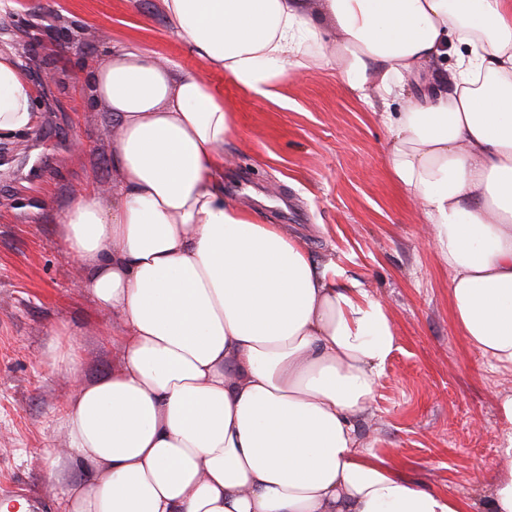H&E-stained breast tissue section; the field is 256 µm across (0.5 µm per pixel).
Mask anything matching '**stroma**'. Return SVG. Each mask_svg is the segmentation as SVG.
<instances>
[{
	"label": "stroma",
	"mask_w": 512,
	"mask_h": 512,
	"mask_svg": "<svg viewBox=\"0 0 512 512\" xmlns=\"http://www.w3.org/2000/svg\"><path fill=\"white\" fill-rule=\"evenodd\" d=\"M137 42L212 83L235 114L224 144V200L260 224H280L313 261H335L338 282L381 299L398 339L374 402L357 424L364 446L430 487L483 512L498 467L495 393L511 375L476 370L458 335L448 267L412 194L393 178L381 114L400 102H358L336 68L289 74L260 98L207 70L167 28L160 0H10L0 47L36 82L41 122L0 141V498L44 501L57 512L52 460L68 375L52 356L69 329L80 376L121 362L112 317L62 251L58 217L85 186L112 188L115 122L91 101L87 73L112 43Z\"/></svg>",
	"instance_id": "stroma-1"
}]
</instances>
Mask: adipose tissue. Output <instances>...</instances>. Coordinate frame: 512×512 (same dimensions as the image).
Segmentation results:
<instances>
[{"label": "adipose tissue", "instance_id": "adipose-tissue-1", "mask_svg": "<svg viewBox=\"0 0 512 512\" xmlns=\"http://www.w3.org/2000/svg\"><path fill=\"white\" fill-rule=\"evenodd\" d=\"M160 3L188 53L254 94L333 65L361 103L402 100L383 115L392 175L434 228L459 335L512 371V0ZM452 41L466 53L448 80L436 67ZM87 84L118 126L114 199L79 192L60 239L123 357L94 382L74 347L53 357L75 380L51 470L62 512H469L362 445L356 422L397 347L387 309L225 202L235 123L209 81L127 45ZM39 121L0 48V140ZM495 407L486 512H512L511 387Z\"/></svg>", "mask_w": 512, "mask_h": 512}]
</instances>
